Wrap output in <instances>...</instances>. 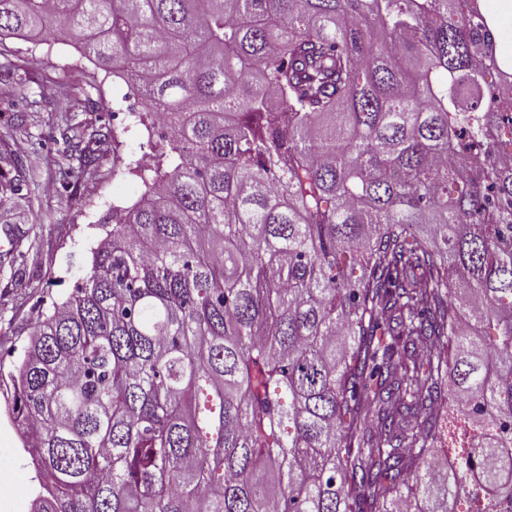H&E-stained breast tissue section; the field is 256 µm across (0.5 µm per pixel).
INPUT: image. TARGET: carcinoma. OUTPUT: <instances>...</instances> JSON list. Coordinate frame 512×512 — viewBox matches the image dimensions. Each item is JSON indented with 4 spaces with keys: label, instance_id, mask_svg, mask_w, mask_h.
<instances>
[{
    "label": "carcinoma",
    "instance_id": "cac0c4a2",
    "mask_svg": "<svg viewBox=\"0 0 512 512\" xmlns=\"http://www.w3.org/2000/svg\"><path fill=\"white\" fill-rule=\"evenodd\" d=\"M152 148L35 324L37 512H512V55L480 0H0ZM0 79L25 85L17 66ZM65 156L107 135L77 88ZM23 166L0 150V211Z\"/></svg>",
    "mask_w": 512,
    "mask_h": 512
}]
</instances>
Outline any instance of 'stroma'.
<instances>
[{
	"instance_id": "stroma-1",
	"label": "stroma",
	"mask_w": 512,
	"mask_h": 512,
	"mask_svg": "<svg viewBox=\"0 0 512 512\" xmlns=\"http://www.w3.org/2000/svg\"><path fill=\"white\" fill-rule=\"evenodd\" d=\"M6 61L31 66L34 80L0 98V150L18 151L24 162L27 210L24 224L0 223V244L10 233L20 232L21 248L28 255L21 274L9 263L0 264V512H32L38 481L8 417L9 376L40 312L66 298L88 272L92 250L112 222L113 206L131 204L140 195V181L125 175L124 168L141 157L146 140L129 123L127 86L82 57L72 41L47 44L7 37L0 40V63ZM69 83L98 106L83 113L82 121L105 123L117 141L103 143L99 163L65 188L56 176L64 148L59 127L46 125L45 112L30 113L25 125H17L12 106L24 98L67 109L69 101L51 96L50 90Z\"/></svg>"
}]
</instances>
